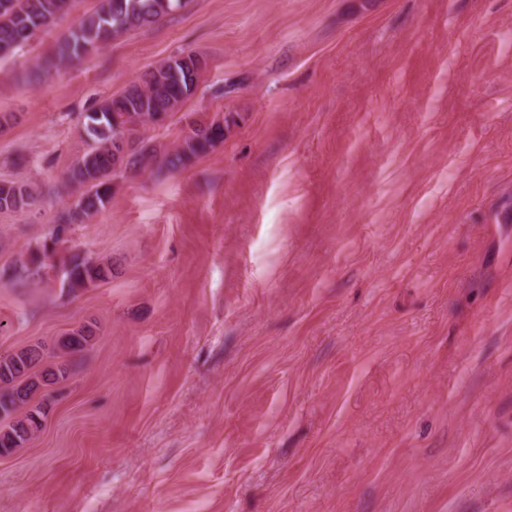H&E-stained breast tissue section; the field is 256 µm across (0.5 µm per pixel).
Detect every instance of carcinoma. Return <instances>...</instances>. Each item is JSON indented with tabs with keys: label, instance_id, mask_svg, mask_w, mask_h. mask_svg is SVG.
Returning <instances> with one entry per match:
<instances>
[{
	"label": "carcinoma",
	"instance_id": "obj_1",
	"mask_svg": "<svg viewBox=\"0 0 512 512\" xmlns=\"http://www.w3.org/2000/svg\"><path fill=\"white\" fill-rule=\"evenodd\" d=\"M67 0H0V57L36 32L67 14ZM185 0H99L98 8L57 39L48 63L63 67L99 50L113 38L150 26L182 8ZM204 57L189 51L173 55L130 82L120 94L103 100L84 116L91 147L72 163L64 181L79 189L61 212L49 237L29 259L11 268L10 278L42 276L46 260L65 241L74 224L105 209L112 199L113 181L149 169L177 171L224 141V122H196L181 142L160 148L141 136L142 129L159 125L190 100L206 72ZM37 193L25 183L0 181V211H20L34 205ZM112 277V265L77 253L64 267V284L87 288ZM93 330L83 326L61 337L52 354L29 346L0 355V453L26 445L42 426L44 413L31 406L35 395L67 380L74 363L88 348Z\"/></svg>",
	"mask_w": 512,
	"mask_h": 512
}]
</instances>
